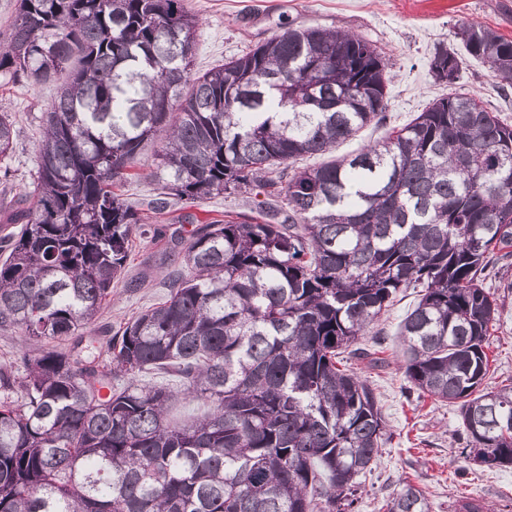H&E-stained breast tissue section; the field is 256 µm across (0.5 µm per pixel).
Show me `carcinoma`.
<instances>
[{
    "mask_svg": "<svg viewBox=\"0 0 512 512\" xmlns=\"http://www.w3.org/2000/svg\"><path fill=\"white\" fill-rule=\"evenodd\" d=\"M197 32L185 0H18L0 32V81L65 78L27 207L0 200L20 225L0 237V331L33 345L24 376L0 367V512H353L386 422L344 353L411 288L407 380L458 407L467 461L512 465V386L481 389L501 308L481 272L512 257V125L454 94L301 166L386 121L385 58L288 27L193 78ZM456 35L512 87V40ZM430 69L452 84L460 61L441 48ZM14 137L0 113V161ZM148 141L166 173L155 214L243 189L253 206L192 234L169 299L93 355L112 282L153 231L117 193ZM187 400L201 412L184 416ZM386 512L431 504L405 483Z\"/></svg>",
    "mask_w": 512,
    "mask_h": 512,
    "instance_id": "obj_1",
    "label": "carcinoma"
}]
</instances>
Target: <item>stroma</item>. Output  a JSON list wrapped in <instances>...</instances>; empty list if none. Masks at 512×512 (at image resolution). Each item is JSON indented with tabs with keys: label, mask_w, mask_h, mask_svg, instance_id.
<instances>
[{
	"label": "stroma",
	"mask_w": 512,
	"mask_h": 512,
	"mask_svg": "<svg viewBox=\"0 0 512 512\" xmlns=\"http://www.w3.org/2000/svg\"><path fill=\"white\" fill-rule=\"evenodd\" d=\"M198 18L193 70L203 73L242 55L288 26H320L363 36L391 66L387 87L388 119L340 144L342 157L382 139L388 128L410 121L433 100L449 93L478 97L484 107L512 124V89L501 90L487 64L474 58L456 37L464 22L490 27L512 40V0H185ZM454 50L461 61L454 84L436 80L429 68L437 47ZM56 95L55 84L30 86L17 79L0 86V113L15 119L14 151L0 177V195L22 198L36 167L41 116ZM155 144H146L134 163L135 177L124 188L128 202L147 212L162 186L154 163ZM249 210L247 194H222L175 203L185 222L177 233L135 240L122 279L112 284L110 302L97 327H116L146 308L164 302L169 280L180 267V254L193 230L227 212ZM401 298L376 337L360 340L361 351L349 366L365 379L382 407L388 440L370 472L362 475L355 512H381L388 496L408 482L427 495L432 512H458L462 502L482 505L483 512H512V466L484 471L462 455L465 445L456 407L420 394L404 375L396 325L413 303ZM488 387L512 385V296L504 301L500 321L488 339Z\"/></svg>",
	"instance_id": "35a3bbf8"
}]
</instances>
